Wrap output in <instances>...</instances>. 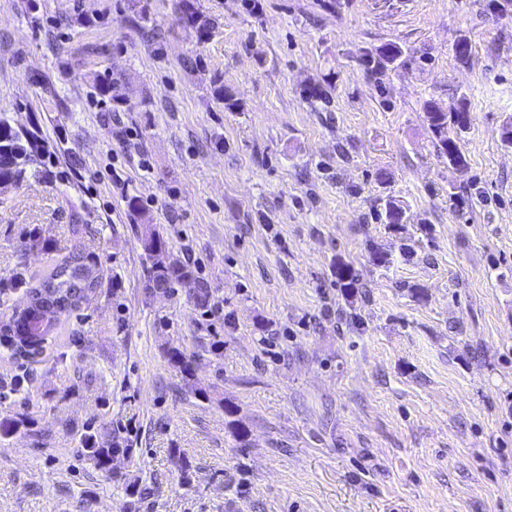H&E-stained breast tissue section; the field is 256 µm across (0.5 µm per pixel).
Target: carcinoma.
<instances>
[{
    "label": "carcinoma",
    "instance_id": "1",
    "mask_svg": "<svg viewBox=\"0 0 512 512\" xmlns=\"http://www.w3.org/2000/svg\"><path fill=\"white\" fill-rule=\"evenodd\" d=\"M182 20L195 29L202 37L207 32L209 22L192 10L188 4L182 5ZM402 55L401 49L394 44H387L376 51L373 61L381 70L395 63ZM428 128L433 136L435 146L441 157L448 163H466L462 149V135L469 129L472 121L466 105L444 112L429 102L424 107ZM49 159V150L43 138L42 130L36 123L30 127L18 128L11 124L7 116L0 115V180L9 181L16 185L22 184L29 172L45 166ZM379 220L386 225L392 236L399 240V250L407 255L412 253L407 238L404 236V211L394 201H387L378 212ZM146 254L153 260L150 276L149 291L155 287H172L185 281L196 282L197 288L193 293L195 304L201 308L209 305L210 292L207 284L195 277L194 271L188 264H168L163 258L165 245L162 237L149 229L141 238ZM75 261V254L53 265L42 275H30L28 272H18L9 282H0V290L16 292L23 290L24 295L34 304L39 298L43 287L52 283L56 287L57 298L52 303L53 310L28 315V308L13 311L11 317L0 322V345L11 351V356L17 360L28 362L40 356L46 345L54 337L61 317L74 312L83 298L84 290L98 289L100 281L83 285L75 278L63 277L64 272ZM358 279L353 269L343 261L336 262V284L342 289L343 295L353 296ZM168 360L178 367L186 378L192 377V361L186 354L172 350L168 352ZM23 429H30V420L20 415L7 422L0 423V434L9 436ZM81 454L100 469L108 468L112 457L122 455L126 458L133 453V442L124 435V428L110 423L90 421L83 426L79 440Z\"/></svg>",
    "mask_w": 512,
    "mask_h": 512
}]
</instances>
